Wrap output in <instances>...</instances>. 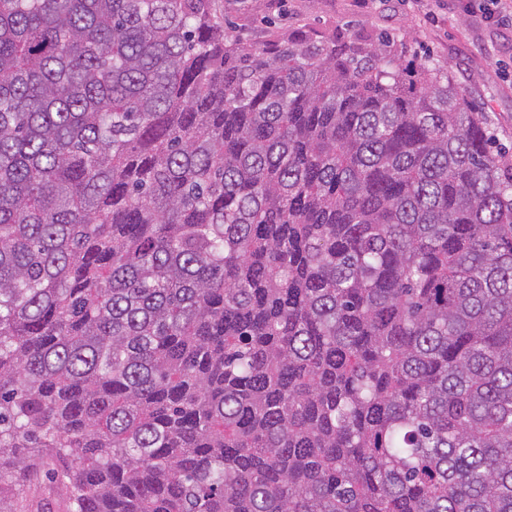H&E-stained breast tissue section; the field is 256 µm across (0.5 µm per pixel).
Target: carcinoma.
<instances>
[{
	"label": "carcinoma",
	"mask_w": 512,
	"mask_h": 512,
	"mask_svg": "<svg viewBox=\"0 0 512 512\" xmlns=\"http://www.w3.org/2000/svg\"><path fill=\"white\" fill-rule=\"evenodd\" d=\"M395 39L0 0V512H512V163ZM17 511L24 512H69V503L65 491L51 483L43 471L31 476L30 490L23 501L13 502Z\"/></svg>",
	"instance_id": "obj_1"
}]
</instances>
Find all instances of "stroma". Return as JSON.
I'll return each mask as SVG.
<instances>
[{
	"mask_svg": "<svg viewBox=\"0 0 512 512\" xmlns=\"http://www.w3.org/2000/svg\"><path fill=\"white\" fill-rule=\"evenodd\" d=\"M233 35L257 45L282 35L374 37L406 43L408 65L430 56L452 75L467 98L479 103L499 146L512 156V25L459 10L455 0H216ZM17 512H69L65 491L44 473L32 475Z\"/></svg>",
	"mask_w": 512,
	"mask_h": 512,
	"instance_id": "obj_1",
	"label": "stroma"
}]
</instances>
